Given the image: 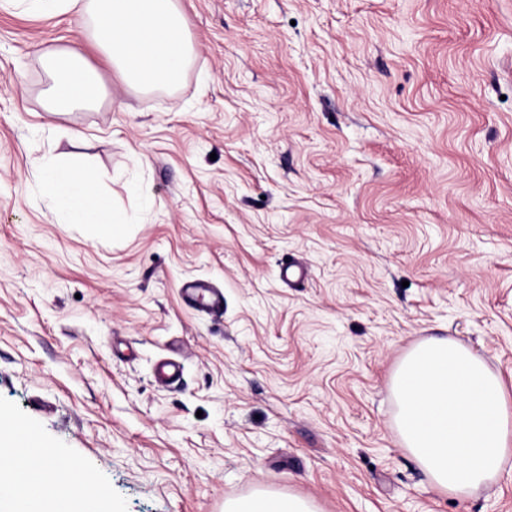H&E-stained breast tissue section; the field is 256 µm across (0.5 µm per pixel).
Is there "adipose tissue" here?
<instances>
[{"instance_id": "obj_1", "label": "adipose tissue", "mask_w": 512, "mask_h": 512, "mask_svg": "<svg viewBox=\"0 0 512 512\" xmlns=\"http://www.w3.org/2000/svg\"><path fill=\"white\" fill-rule=\"evenodd\" d=\"M46 18L72 12V23L123 82L147 93L181 85L195 51L178 0H10ZM48 116L102 106L98 70L59 47L41 57ZM97 171L55 156L41 169V191L60 224L114 230ZM402 446L439 492L464 498L498 480L512 460V388L461 342L432 336L415 342L391 377ZM22 428L0 415V512H100L103 494L72 487L47 493L49 474L63 475L41 444L12 451ZM224 512H318L309 499L266 489L225 501Z\"/></svg>"}]
</instances>
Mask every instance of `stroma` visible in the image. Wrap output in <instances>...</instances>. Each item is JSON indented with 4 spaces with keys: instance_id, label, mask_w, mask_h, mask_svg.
Here are the masks:
<instances>
[{
    "instance_id": "35a3bbf8",
    "label": "stroma",
    "mask_w": 512,
    "mask_h": 512,
    "mask_svg": "<svg viewBox=\"0 0 512 512\" xmlns=\"http://www.w3.org/2000/svg\"><path fill=\"white\" fill-rule=\"evenodd\" d=\"M180 7L185 80L141 94L70 16L0 6V412L102 512H224L259 487L320 512H512V471L437 491L390 392L430 336L512 386V0ZM57 46L98 67L101 107L47 118ZM47 155L101 173L117 233L54 223ZM197 279L221 310L183 299Z\"/></svg>"
}]
</instances>
